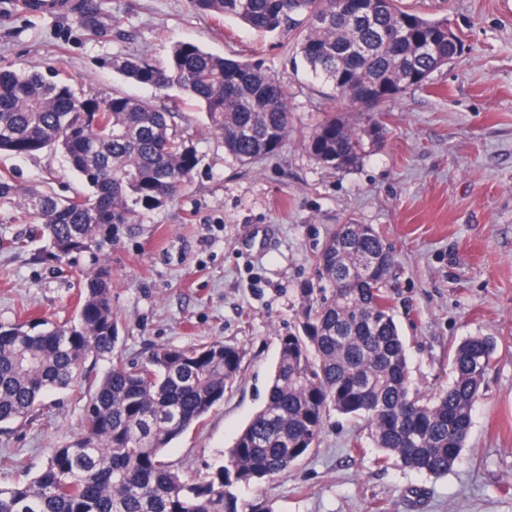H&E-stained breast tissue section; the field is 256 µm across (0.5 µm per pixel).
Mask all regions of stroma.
Masks as SVG:
<instances>
[{
  "instance_id": "stroma-1",
  "label": "stroma",
  "mask_w": 512,
  "mask_h": 512,
  "mask_svg": "<svg viewBox=\"0 0 512 512\" xmlns=\"http://www.w3.org/2000/svg\"><path fill=\"white\" fill-rule=\"evenodd\" d=\"M403 3L447 16L463 52L389 107L382 142L367 145L357 167L334 172L303 141L339 106L292 36L202 15L190 0H102L108 32L95 39L74 15H35L21 0H0V65L57 70L89 94L153 98L112 62L141 52L162 63L178 41L258 62L286 90L292 136L250 165L185 105L201 158L191 184L137 223L113 225L95 254L57 261L45 243L29 241V223L0 211V324L69 321L76 273L104 263L127 360L143 362L160 345L220 340L242 349L232 391L166 452L183 471L203 476L221 464L264 405L279 339L294 329L298 290L317 283L313 258L336 225H373L393 250L387 294L422 393L450 382L451 346L497 338L467 446L448 474L379 463L363 422L334 413L312 454L272 483L241 490L242 501L263 499L270 512H512V0ZM0 170L22 186L48 182L60 195L81 188L63 158L46 152L0 154ZM265 225L267 243L253 245L254 229ZM16 238L23 247H11ZM83 410L71 392H57L30 423L0 428V484L70 441Z\"/></svg>"
}]
</instances>
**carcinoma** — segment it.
Here are the masks:
<instances>
[{
    "label": "carcinoma",
    "mask_w": 512,
    "mask_h": 512,
    "mask_svg": "<svg viewBox=\"0 0 512 512\" xmlns=\"http://www.w3.org/2000/svg\"><path fill=\"white\" fill-rule=\"evenodd\" d=\"M342 2L191 0L198 12L260 34L296 32L303 62L336 102L365 116L359 129L330 117L305 141L336 171L357 166L365 140L381 138L384 105L427 86L460 53L448 43L446 17H422L402 0H369L366 15L353 19ZM77 14L87 35H102L95 0H83ZM406 20L403 40L384 38ZM113 66L158 96L89 95L37 70L0 67V153L59 154L84 186L60 197L0 172V210L33 221L58 260L93 251L100 232L136 222L186 188L200 157L188 127L178 124L185 101L200 107L225 151L245 164L279 152L292 132L283 86L249 60L181 41L163 64L130 54ZM314 263L321 285L298 290L297 331L280 338L264 406L203 478L165 452L224 399L240 372L238 346H162L142 363L128 362L117 349L112 270L104 264L80 274L77 314L68 322H44L38 331L0 325L1 426L29 420L53 392L72 388L86 401L72 440L50 449L35 473L0 486V512H268L262 501L239 502L238 490L282 476L314 451L333 412L364 421L383 461L448 473L461 458L497 341L470 336L457 344L447 389L424 398L412 387L387 295L396 260L380 234L370 224H339ZM90 357L111 360L102 378L85 369Z\"/></svg>",
    "instance_id": "1"
}]
</instances>
